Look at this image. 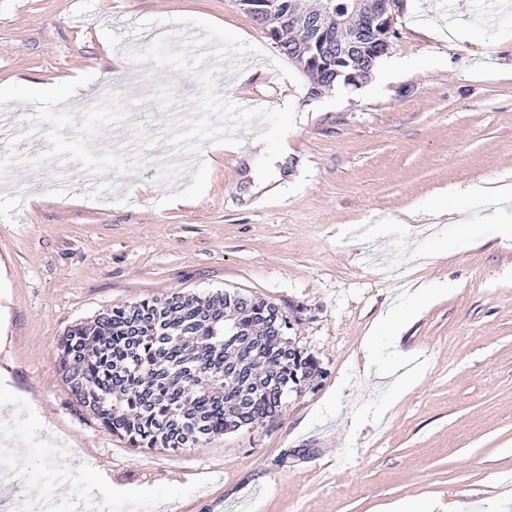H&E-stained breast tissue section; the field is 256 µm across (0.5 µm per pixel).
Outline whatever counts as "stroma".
Returning <instances> with one entry per match:
<instances>
[{"label":"stroma","mask_w":512,"mask_h":512,"mask_svg":"<svg viewBox=\"0 0 512 512\" xmlns=\"http://www.w3.org/2000/svg\"><path fill=\"white\" fill-rule=\"evenodd\" d=\"M395 12L369 81L313 99L238 0H0V397L26 449L0 512L47 491L54 512H512V204L444 197L512 184V4ZM234 71L257 110L209 123L193 160L157 175L203 99L233 110ZM137 81L151 104L124 96ZM102 84L134 142L118 163L102 156L112 124L79 109ZM63 106L73 133L56 152L94 167L95 186L59 190L52 159L23 160L24 126ZM438 280L447 291L416 304ZM224 290L276 304L321 363L275 421L135 448L73 396L57 362L69 327Z\"/></svg>","instance_id":"obj_1"}]
</instances>
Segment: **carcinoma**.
I'll list each match as a JSON object with an SVG mask.
<instances>
[{"mask_svg": "<svg viewBox=\"0 0 512 512\" xmlns=\"http://www.w3.org/2000/svg\"><path fill=\"white\" fill-rule=\"evenodd\" d=\"M302 71L345 83L335 66ZM257 296L173 294L114 306L67 329L59 369L99 424L136 448L179 449L279 414L321 373L290 318Z\"/></svg>", "mask_w": 512, "mask_h": 512, "instance_id": "obj_1", "label": "carcinoma"}]
</instances>
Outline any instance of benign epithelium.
Segmentation results:
<instances>
[{
    "instance_id": "obj_1",
    "label": "benign epithelium",
    "mask_w": 512,
    "mask_h": 512,
    "mask_svg": "<svg viewBox=\"0 0 512 512\" xmlns=\"http://www.w3.org/2000/svg\"><path fill=\"white\" fill-rule=\"evenodd\" d=\"M240 7L250 15L264 18L268 37L281 45L282 34L280 0H238ZM397 0H352L350 9L340 14L334 0H315L306 11L299 9L296 0H288V26L295 29L309 59H323L336 66V74L359 88L370 78V68L360 57L364 35H378L395 23ZM336 29V44L327 48L324 32Z\"/></svg>"
}]
</instances>
